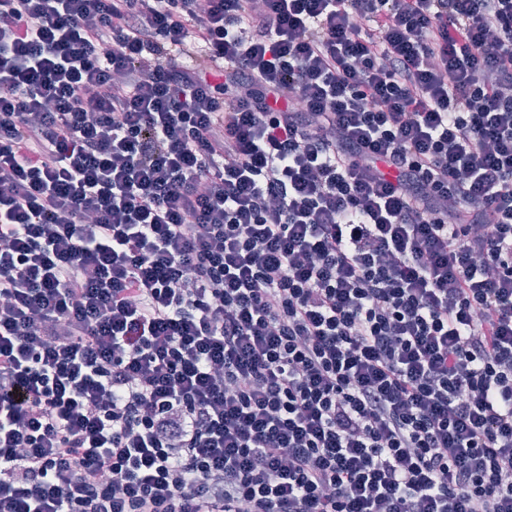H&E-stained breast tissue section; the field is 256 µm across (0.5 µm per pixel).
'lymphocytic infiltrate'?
<instances>
[{
    "instance_id": "obj_1",
    "label": "lymphocytic infiltrate",
    "mask_w": 512,
    "mask_h": 512,
    "mask_svg": "<svg viewBox=\"0 0 512 512\" xmlns=\"http://www.w3.org/2000/svg\"><path fill=\"white\" fill-rule=\"evenodd\" d=\"M0 512H512V0H0Z\"/></svg>"
}]
</instances>
